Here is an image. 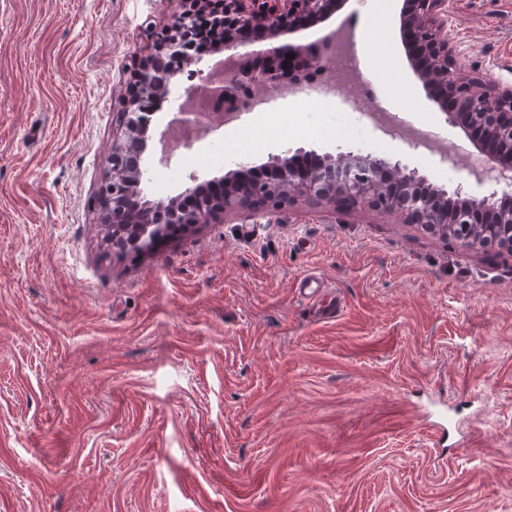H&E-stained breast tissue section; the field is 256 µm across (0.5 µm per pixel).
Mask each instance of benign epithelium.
Here are the masks:
<instances>
[{
  "instance_id": "obj_1",
  "label": "benign epithelium",
  "mask_w": 512,
  "mask_h": 512,
  "mask_svg": "<svg viewBox=\"0 0 512 512\" xmlns=\"http://www.w3.org/2000/svg\"><path fill=\"white\" fill-rule=\"evenodd\" d=\"M348 0H191L190 6L166 24L160 38H150L148 53L140 61L135 81L117 115L112 136L109 172H125L122 180H105L97 201L107 209L111 224L129 222L130 199L141 210L138 223L144 232L139 242H151L149 232L163 224L189 228L197 224H222L229 215L252 216L270 206L280 208L295 199L316 205L371 208L422 224L439 234H448V223L461 225L459 246L470 251L493 249L512 256V211L496 218V227L485 213L503 200L512 201V86L485 80L474 71L456 67V46L445 27V0H401L399 34L409 49L408 62L429 100L437 105L445 122L459 124L482 134L474 142L487 165L486 191L471 193L460 180L451 188L431 183L416 168L387 157H371L357 149L324 154V165L309 170L294 166L302 148H287L266 163L268 194L253 195V185L243 175L247 166L215 176L203 183L190 176L193 185L182 195L198 200L191 206L178 205L174 197L150 200L141 197L140 186L149 181L151 154L158 127L157 111L175 100L190 34L199 17L209 11L224 15V34L214 49L240 59V65L218 85H209L205 70H196L204 89V112L236 108L239 89L245 84L260 86L280 80H297L293 61L308 62L309 50L335 34L327 25ZM323 25L322 34L306 44L289 41L305 26Z\"/></svg>"
}]
</instances>
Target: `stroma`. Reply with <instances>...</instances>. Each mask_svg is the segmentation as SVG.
<instances>
[{
	"instance_id": "obj_1",
	"label": "stroma",
	"mask_w": 512,
	"mask_h": 512,
	"mask_svg": "<svg viewBox=\"0 0 512 512\" xmlns=\"http://www.w3.org/2000/svg\"><path fill=\"white\" fill-rule=\"evenodd\" d=\"M365 40L380 35L366 6ZM180 0H0V512H512V257L398 216L299 200L103 256L92 201L130 67ZM455 62L512 86V0H447ZM406 100L462 152L387 141L277 100L251 154L353 144L441 185L473 146L414 76ZM223 128L145 194L234 169ZM307 275L343 299L317 318Z\"/></svg>"
}]
</instances>
